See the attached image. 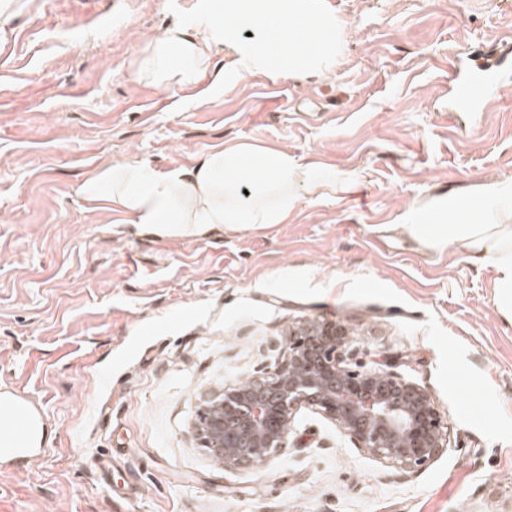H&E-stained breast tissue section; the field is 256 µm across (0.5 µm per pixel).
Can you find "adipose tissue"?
Returning <instances> with one entry per match:
<instances>
[{
    "mask_svg": "<svg viewBox=\"0 0 512 512\" xmlns=\"http://www.w3.org/2000/svg\"><path fill=\"white\" fill-rule=\"evenodd\" d=\"M196 33L176 27L146 38L136 81L190 84L213 46L231 49L241 76L266 72L325 76L335 71L353 30L331 0H206ZM352 174L300 163L284 149L239 143L167 171L134 161L102 168L80 192L118 208L126 223L164 238L244 231L287 223L302 203L349 193ZM403 231L430 248L453 247L491 265L501 310L512 311V178L431 199L401 216Z\"/></svg>",
    "mask_w": 512,
    "mask_h": 512,
    "instance_id": "ef3b65f1",
    "label": "adipose tissue"
}]
</instances>
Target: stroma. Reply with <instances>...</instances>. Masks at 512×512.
I'll use <instances>...</instances> for the list:
<instances>
[{
    "label": "stroma",
    "instance_id": "stroma-1",
    "mask_svg": "<svg viewBox=\"0 0 512 512\" xmlns=\"http://www.w3.org/2000/svg\"><path fill=\"white\" fill-rule=\"evenodd\" d=\"M357 33L329 78L130 72L202 0H0V391L42 408L38 458L0 466V512H512V313L496 272L398 227L410 206L512 178V83L462 132L455 54L512 33V0H332ZM235 143L355 175L287 223L159 238L92 208L104 165L192 168ZM305 321L433 396L446 446L407 469L297 409L287 450L227 468L204 394L257 376Z\"/></svg>",
    "mask_w": 512,
    "mask_h": 512
}]
</instances>
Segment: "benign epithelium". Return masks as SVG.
Instances as JSON below:
<instances>
[{
	"label": "benign epithelium",
	"instance_id": "7a95c632",
	"mask_svg": "<svg viewBox=\"0 0 512 512\" xmlns=\"http://www.w3.org/2000/svg\"><path fill=\"white\" fill-rule=\"evenodd\" d=\"M355 353L342 326L301 324L259 376L206 396L197 436L226 468L262 467L288 447L292 413L305 404L380 458L407 468L433 461L445 426L432 395L392 371L349 362Z\"/></svg>",
	"mask_w": 512,
	"mask_h": 512
}]
</instances>
